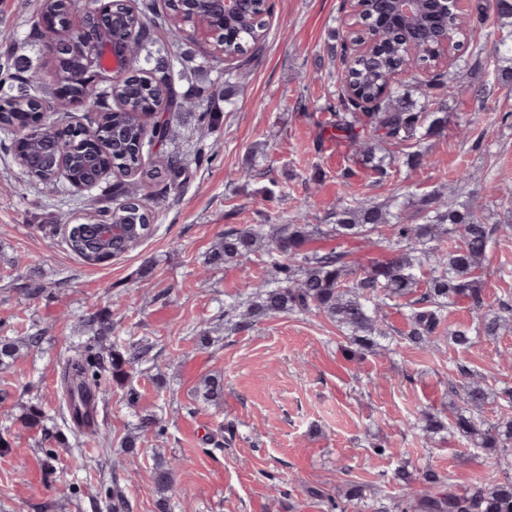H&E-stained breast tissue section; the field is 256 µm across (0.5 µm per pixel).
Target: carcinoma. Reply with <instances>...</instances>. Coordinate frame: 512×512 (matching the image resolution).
<instances>
[{
  "mask_svg": "<svg viewBox=\"0 0 512 512\" xmlns=\"http://www.w3.org/2000/svg\"><path fill=\"white\" fill-rule=\"evenodd\" d=\"M167 14H160L152 0H142L136 10L122 11L116 7L117 16L112 30L101 35L113 36L116 46L124 48L128 35L133 33V45L138 75L124 80L117 86L121 96L133 112H152L165 104L168 116L148 132L143 133L138 123L118 112L110 113L109 99L112 89L93 88L81 80L69 84L71 98L88 100L89 111L96 113L95 125L102 126L104 140L110 147L109 158L119 167L138 173L149 179L162 175L177 187L186 173V163L174 153L162 161L161 168L144 167L146 158L153 155V142L163 145L173 140L172 119L189 111L190 101L175 87L174 76L179 57L170 48L181 40L179 33L169 27V14L176 11L175 0H167ZM272 5L258 0L247 7L240 20L224 29V36L215 48L239 59L244 66L257 56L260 42L265 36ZM495 13L501 27L510 28L506 35L492 46L496 61L512 62V0H481L471 6L469 19L473 26L483 27L489 13ZM405 27L387 16L381 19L368 37L376 40L383 49L377 59L361 58L350 63L347 77L355 88V96L342 90L336 94V136L349 141L357 162L371 171L379 180L391 176V163L386 161V145L409 149L406 164L420 168L430 163L426 141L442 133L446 125L443 112L433 109V103L425 100L416 105L397 88L384 90L386 76L402 69H422L431 62L438 41H432L412 58L397 45V37ZM15 33L0 34V123H13L15 113L35 110L49 105L53 91H45L44 78L37 70L22 68L12 61L10 46ZM159 45L165 52L167 65L152 64L153 56H141L147 44ZM372 101L367 108L364 102ZM84 124L70 123L69 136L79 142L70 157V175L83 180L88 170L80 164L85 145L81 144ZM61 132L49 127L33 137L27 146L29 166L38 173L43 168L38 158H51ZM393 212L387 206L346 199L334 214V222L326 234L340 238L377 236L386 243L390 256L375 260L361 271L353 269L346 260L347 253L336 248L310 249L309 242L321 233L316 224H279L269 234L263 224H243L224 231V239L208 257L211 265L227 264L251 255L261 249L269 258L267 280L261 288L248 295L237 306H245L248 318L234 322L227 319L232 330L249 328L260 316L280 313L319 314L336 322L346 334L349 346L355 350H373L378 339L386 336L380 325L381 306L393 302L405 309L410 325L408 339L423 345L440 335L448 307L466 298L471 303L476 323L474 328L448 330V341L461 349L473 346L480 337H496L512 324V304L501 301L492 311L487 308L481 284L483 264L491 245L500 233L512 232L511 224H485L477 211L461 204L450 207L448 203L430 194L421 200V208L415 214L416 224L401 220V205ZM110 220H137V230L149 235V225L154 223L155 212L143 203L133 210L127 196L115 192L112 207L99 211ZM94 234L91 224L82 233L67 240L69 249L84 261H90L85 241ZM435 243L428 255L433 262L424 263L419 247ZM40 337L30 336L18 344L0 340V365L16 358L21 347H35ZM147 350L133 347L124 352L114 350L103 361L89 354L71 359L62 370V388L66 412L70 421H76L79 407L86 408L90 416L79 423L76 431L87 437L97 438V394L101 372L107 371L113 380L126 383L130 373L146 361ZM492 398L488 386L478 381L467 383L460 396L461 405L453 419L445 423L430 412H422L413 427L436 434L446 428L477 439L481 448H492L498 453L497 472L502 478L476 481L463 489L448 485V490L433 494L428 488L444 484L443 476L434 470L422 474L427 490L393 504L398 512H512V387L498 392L503 411L494 423L482 417L485 406ZM154 485L159 499L158 512H168L170 505L165 497L173 481V468L166 462H158L153 472Z\"/></svg>",
  "mask_w": 512,
  "mask_h": 512,
  "instance_id": "1",
  "label": "carcinoma"
}]
</instances>
